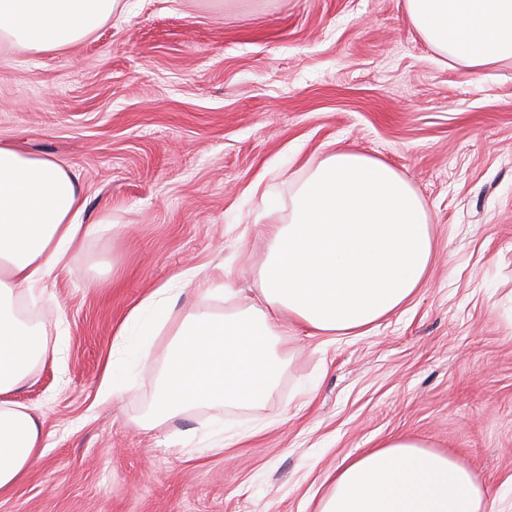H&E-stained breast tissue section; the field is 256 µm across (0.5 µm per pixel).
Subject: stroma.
Segmentation results:
<instances>
[{"label": "stroma", "instance_id": "35a3bbf8", "mask_svg": "<svg viewBox=\"0 0 512 512\" xmlns=\"http://www.w3.org/2000/svg\"><path fill=\"white\" fill-rule=\"evenodd\" d=\"M127 4L70 47L0 51V142L69 168L85 223L113 225L23 301L63 360L10 395L48 450L0 512H318L327 473L397 435L455 455L512 512V64L442 57L405 0ZM338 150L385 162L429 210L436 256L404 310L325 348L285 337L295 357L260 405L143 430L161 336L100 401L128 309L169 282L178 317L224 311L209 285L247 306L265 225Z\"/></svg>", "mask_w": 512, "mask_h": 512}]
</instances>
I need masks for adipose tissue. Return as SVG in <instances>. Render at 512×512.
Returning a JSON list of instances; mask_svg holds the SVG:
<instances>
[{
  "label": "adipose tissue",
  "mask_w": 512,
  "mask_h": 512,
  "mask_svg": "<svg viewBox=\"0 0 512 512\" xmlns=\"http://www.w3.org/2000/svg\"><path fill=\"white\" fill-rule=\"evenodd\" d=\"M123 9V0H0V49H63ZM406 12L439 54L470 70L512 62V0H406ZM84 209L71 170L0 143V497L46 452L37 418L8 395L35 364L58 357L19 315L18 291H35L100 232L82 223ZM434 255L430 215L410 181L375 158L333 152L296 190L287 223L270 228L256 301L234 309L228 288L224 313L177 319L171 284L153 289L115 327L99 397L122 390V366L143 360L165 328L155 418L265 402L282 375L281 336L300 330L329 344L369 334L418 293ZM327 480L318 512H484L488 499L457 457L406 436L344 458Z\"/></svg>",
  "instance_id": "ef3b65f1"
}]
</instances>
